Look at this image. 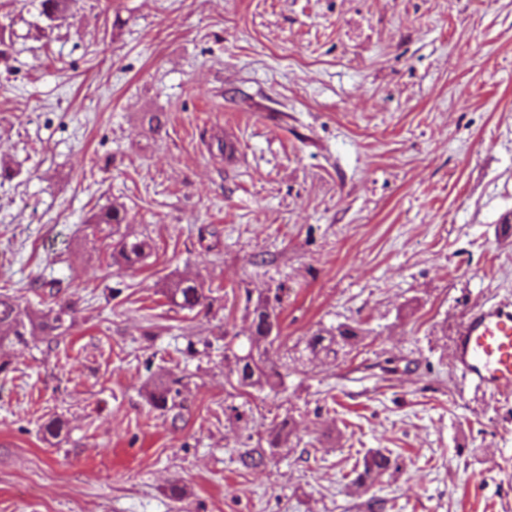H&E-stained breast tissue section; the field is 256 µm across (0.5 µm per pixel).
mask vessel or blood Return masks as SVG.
Instances as JSON below:
<instances>
[{
  "instance_id": "b4317fda",
  "label": "vessel or blood",
  "mask_w": 512,
  "mask_h": 512,
  "mask_svg": "<svg viewBox=\"0 0 512 512\" xmlns=\"http://www.w3.org/2000/svg\"><path fill=\"white\" fill-rule=\"evenodd\" d=\"M453 357L465 382L493 398L512 397V305L482 304L470 309L454 338Z\"/></svg>"
}]
</instances>
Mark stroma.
Wrapping results in <instances>:
<instances>
[{"label":"stroma","instance_id":"stroma-1","mask_svg":"<svg viewBox=\"0 0 512 512\" xmlns=\"http://www.w3.org/2000/svg\"><path fill=\"white\" fill-rule=\"evenodd\" d=\"M37 3L0 0V293L73 319L0 342V512H512V402L451 358L512 302V0H71L46 32ZM114 203L144 264L88 223ZM279 288L285 386L241 388L247 299ZM172 377L177 416L145 397ZM164 295L168 301L181 308L192 311L203 306L207 301L205 290L201 283L175 279L165 288ZM368 331L361 327L360 323L355 325L340 323L336 326H320L305 338L304 351L309 357L315 359H337L340 352L347 347L354 345ZM395 465V461L381 452H376L364 459L362 471L358 465L352 473H356L355 480L359 483H374Z\"/></svg>","mask_w":512,"mask_h":512}]
</instances>
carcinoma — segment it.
<instances>
[{
	"label": "carcinoma",
	"instance_id": "carcinoma-1",
	"mask_svg": "<svg viewBox=\"0 0 512 512\" xmlns=\"http://www.w3.org/2000/svg\"><path fill=\"white\" fill-rule=\"evenodd\" d=\"M65 7V0H40L39 18L46 22V28L59 17ZM125 221V211L119 206L100 210L92 215L91 224L112 225V262L125 265L141 263L150 255L151 245L147 239L131 238L119 233L120 224ZM168 301L181 308L192 311L207 301L202 284L175 279L164 290ZM282 298L280 293L274 297H260L254 303L253 320L247 336V347L236 356L237 382L242 387L259 391L277 392L283 385L280 366L273 358L271 350L280 336L278 309ZM71 307L60 305L50 323L35 324L28 308L21 306L14 298L0 294V340L13 336L20 339L32 334L35 327L53 332L63 326L66 318L71 316ZM367 330L361 324L340 323L336 326H321L305 338L304 351L315 359L337 358L339 353L354 345ZM180 381L172 379L148 387L146 392L150 406L157 410L171 411L178 407L177 399L181 394ZM291 431L286 421L274 424L267 440L269 453L275 454L288 445ZM395 462L381 452H376L364 459L363 469H353L355 480L359 483H373L389 471Z\"/></svg>",
	"mask_w": 512,
	"mask_h": 512
}]
</instances>
